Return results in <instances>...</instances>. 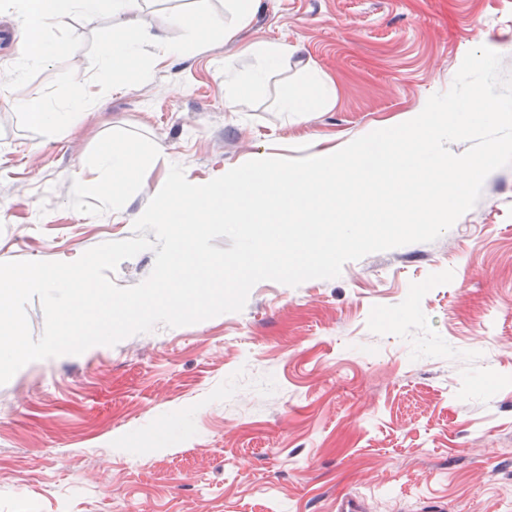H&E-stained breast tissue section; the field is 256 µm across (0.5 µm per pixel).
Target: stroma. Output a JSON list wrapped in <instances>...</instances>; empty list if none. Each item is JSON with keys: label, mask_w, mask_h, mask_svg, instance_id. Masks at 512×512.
I'll return each instance as SVG.
<instances>
[{"label": "stroma", "mask_w": 512, "mask_h": 512, "mask_svg": "<svg viewBox=\"0 0 512 512\" xmlns=\"http://www.w3.org/2000/svg\"><path fill=\"white\" fill-rule=\"evenodd\" d=\"M212 24L202 47L163 53L173 13ZM138 69L97 81L119 21L80 12L24 72L65 109L31 124L0 88V262L62 261L133 237L171 165L200 185L258 154L302 158L401 123L446 92L468 51L512 75V0H144ZM232 38H225V29ZM27 29L0 11V79ZM259 42L298 47L334 93L283 112L296 63L242 100L224 79ZM83 81L74 84V71ZM152 144L120 207L93 189L98 154ZM512 165L432 242L347 262L339 277L257 283L242 311L156 326L79 355L31 362L0 385V512H512Z\"/></svg>", "instance_id": "obj_1"}]
</instances>
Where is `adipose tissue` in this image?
Instances as JSON below:
<instances>
[{"mask_svg": "<svg viewBox=\"0 0 512 512\" xmlns=\"http://www.w3.org/2000/svg\"><path fill=\"white\" fill-rule=\"evenodd\" d=\"M4 8L17 11L29 24L28 33L31 49L27 61L43 64L50 60L56 51V45L44 37L48 23L60 21L75 11L94 13L108 9L118 17L136 14L140 9V0H0ZM255 52L263 64L245 76H231L230 81L241 94H249L260 89L270 72L288 61L294 55V48L285 45H259ZM140 56L139 36L121 32L104 49L99 80L109 85L113 79L116 63H137ZM332 87L315 69H308L302 87L286 90L281 99V108L286 112H308L328 103L332 98ZM13 103L16 108L26 112L38 126L55 132L65 128L74 116L81 112L84 97L74 94L69 100L66 111H58L36 98L16 93ZM153 146H139L137 152L123 148L102 151L96 158V165L104 174L97 182V192L112 205H121L125 187L138 160L150 156Z\"/></svg>", "mask_w": 512, "mask_h": 512, "instance_id": "obj_1", "label": "adipose tissue"}]
</instances>
